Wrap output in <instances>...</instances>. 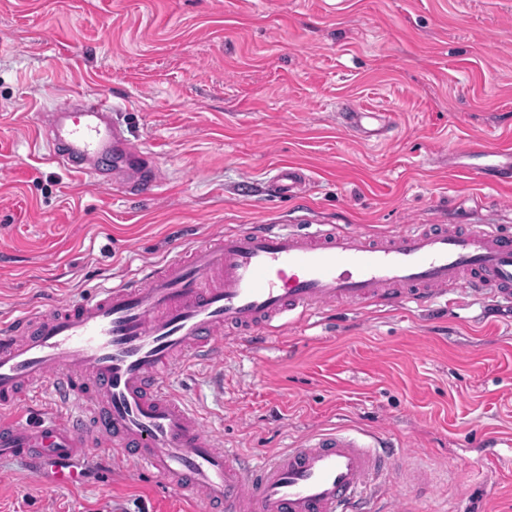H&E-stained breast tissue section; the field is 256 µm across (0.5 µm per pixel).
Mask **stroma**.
<instances>
[{"label":"stroma","mask_w":512,"mask_h":512,"mask_svg":"<svg viewBox=\"0 0 512 512\" xmlns=\"http://www.w3.org/2000/svg\"><path fill=\"white\" fill-rule=\"evenodd\" d=\"M110 97L154 158L155 199L51 164L37 116ZM386 111L381 140L340 125ZM512 141V0H0V322L77 302L128 273L250 224L512 227V186L448 165ZM306 169L275 196V167ZM175 390L211 434L264 456L335 425L386 433L434 481L397 475L391 512H512V317L483 301L315 315L264 350L228 340L181 362ZM0 512H193L161 480L87 469L79 487L21 470Z\"/></svg>","instance_id":"35a3bbf8"}]
</instances>
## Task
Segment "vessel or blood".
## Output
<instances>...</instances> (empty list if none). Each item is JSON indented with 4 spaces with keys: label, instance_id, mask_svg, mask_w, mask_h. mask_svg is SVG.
<instances>
[{
    "label": "vessel or blood",
    "instance_id": "1",
    "mask_svg": "<svg viewBox=\"0 0 512 512\" xmlns=\"http://www.w3.org/2000/svg\"><path fill=\"white\" fill-rule=\"evenodd\" d=\"M115 110L109 98L82 95L77 107L40 114L49 159L153 199L158 169ZM343 118L369 137L367 121L382 127L387 115L359 108ZM449 157L482 185L512 184L511 146L467 145ZM306 180L288 166L273 187L293 195ZM451 292L512 304V233L405 224L371 237L333 224H258L161 263L142 261L81 302L25 308L0 325V461L71 484L108 448L115 462L161 478L204 512H364L377 480L398 464L388 442L331 427L273 456H248L206 431L170 374L178 360L219 356L227 334H274L346 304L427 306ZM47 381L65 411L19 418Z\"/></svg>",
    "mask_w": 512,
    "mask_h": 512
}]
</instances>
